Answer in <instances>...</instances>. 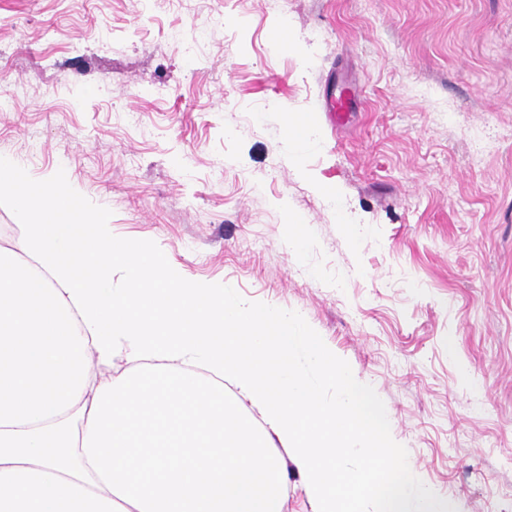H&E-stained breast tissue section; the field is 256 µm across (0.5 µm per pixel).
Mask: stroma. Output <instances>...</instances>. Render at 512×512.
Here are the masks:
<instances>
[{
    "instance_id": "obj_1",
    "label": "stroma",
    "mask_w": 512,
    "mask_h": 512,
    "mask_svg": "<svg viewBox=\"0 0 512 512\" xmlns=\"http://www.w3.org/2000/svg\"><path fill=\"white\" fill-rule=\"evenodd\" d=\"M0 156L300 313L418 479L512 512V0H0Z\"/></svg>"
}]
</instances>
